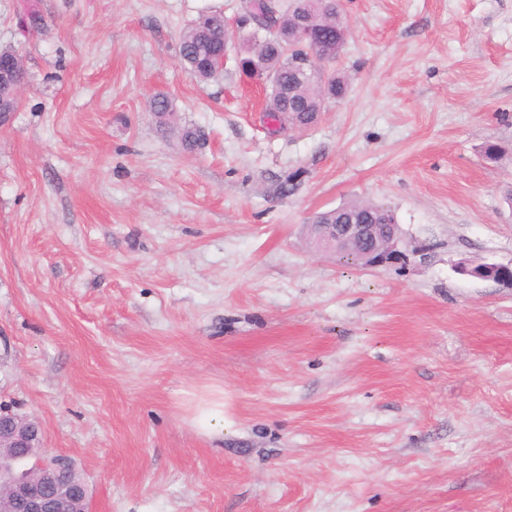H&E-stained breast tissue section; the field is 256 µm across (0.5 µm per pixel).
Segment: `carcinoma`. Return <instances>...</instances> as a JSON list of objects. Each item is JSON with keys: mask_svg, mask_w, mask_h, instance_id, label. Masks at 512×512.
Wrapping results in <instances>:
<instances>
[{"mask_svg": "<svg viewBox=\"0 0 512 512\" xmlns=\"http://www.w3.org/2000/svg\"><path fill=\"white\" fill-rule=\"evenodd\" d=\"M240 27L251 29L237 52L239 72L262 76L266 85V112H288L284 129L304 130L314 125L325 103L345 94L346 80L323 67L319 80L293 73L290 62L305 48L313 49L324 63L336 58L343 47L348 27L338 0H277L267 10L255 0H245ZM227 23L216 13L200 15L180 35L179 58L196 79L208 81L224 64L228 44ZM375 224H395L391 208L370 201L354 200L317 214L314 224H346L362 214Z\"/></svg>", "mask_w": 512, "mask_h": 512, "instance_id": "cac0c4a2", "label": "carcinoma"}]
</instances>
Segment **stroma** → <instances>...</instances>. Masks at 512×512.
Returning <instances> with one entry per match:
<instances>
[{
  "label": "stroma",
  "mask_w": 512,
  "mask_h": 512,
  "mask_svg": "<svg viewBox=\"0 0 512 512\" xmlns=\"http://www.w3.org/2000/svg\"><path fill=\"white\" fill-rule=\"evenodd\" d=\"M243 2L0 0V404L90 512H512V281L455 271L512 264V0H343L346 94L274 136L262 84L179 65ZM354 199L407 265L311 250ZM224 15L206 13L200 15L180 35L179 58L183 67L199 81L214 78L221 65L224 69L228 43Z\"/></svg>",
  "instance_id": "35a3bbf8"
}]
</instances>
